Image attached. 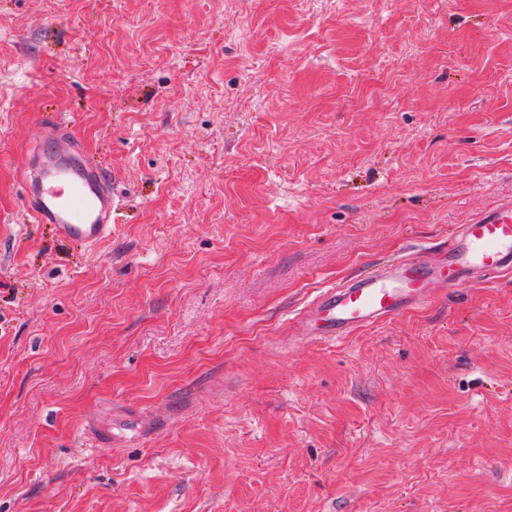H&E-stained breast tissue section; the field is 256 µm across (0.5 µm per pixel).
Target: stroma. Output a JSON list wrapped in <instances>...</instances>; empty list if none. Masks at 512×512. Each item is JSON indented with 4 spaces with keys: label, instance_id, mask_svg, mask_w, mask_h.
Returning <instances> with one entry per match:
<instances>
[{
    "label": "stroma",
    "instance_id": "35a3bbf8",
    "mask_svg": "<svg viewBox=\"0 0 512 512\" xmlns=\"http://www.w3.org/2000/svg\"><path fill=\"white\" fill-rule=\"evenodd\" d=\"M58 118L93 250L24 211ZM510 198L512 0H0V512H512V272L292 337Z\"/></svg>",
    "mask_w": 512,
    "mask_h": 512
}]
</instances>
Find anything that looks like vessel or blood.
<instances>
[{"instance_id": "1", "label": "vessel or blood", "mask_w": 512, "mask_h": 512, "mask_svg": "<svg viewBox=\"0 0 512 512\" xmlns=\"http://www.w3.org/2000/svg\"><path fill=\"white\" fill-rule=\"evenodd\" d=\"M25 210L62 241L93 247L112 234V181L87 160L71 128L45 126L23 169ZM512 270V200L488 206L456 227L433 260L394 258L321 290L296 324L305 343H334L354 330L423 306L438 291L485 282Z\"/></svg>"}]
</instances>
